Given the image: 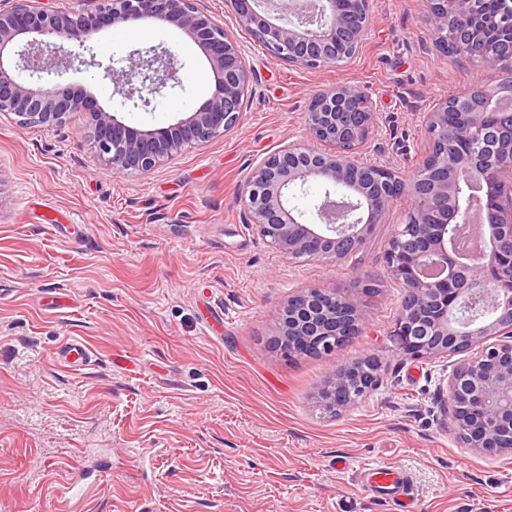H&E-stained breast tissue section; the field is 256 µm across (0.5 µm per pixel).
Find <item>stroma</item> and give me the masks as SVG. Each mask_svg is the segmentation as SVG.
Returning <instances> with one entry per match:
<instances>
[{
    "mask_svg": "<svg viewBox=\"0 0 512 512\" xmlns=\"http://www.w3.org/2000/svg\"><path fill=\"white\" fill-rule=\"evenodd\" d=\"M235 32L254 73L238 124L143 174L99 164L83 133L0 116V512H392L365 468L408 473L417 512H512V459L461 448L439 388L456 358L411 359L392 338L402 290L384 253L405 201L352 259L292 263L245 222L255 166L306 137L313 95L359 86L377 113L360 159L409 177L429 149L425 113L497 70L448 58L425 0H370L354 58L298 69L239 29L225 0H196ZM100 61L162 46L180 86L123 105L95 67L65 80L125 123L154 129L209 96L205 57L177 31L97 34ZM316 287L357 299L361 330L328 354L284 356L278 318ZM91 350L61 366L68 339ZM371 357L376 386L329 414L335 366ZM60 363L70 370H80L91 360L89 348L78 339L66 341L59 351Z\"/></svg>",
    "mask_w": 512,
    "mask_h": 512,
    "instance_id": "35a3bbf8",
    "label": "stroma"
}]
</instances>
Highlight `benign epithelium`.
Masks as SVG:
<instances>
[{
	"instance_id": "benign-epithelium-1",
	"label": "benign epithelium",
	"mask_w": 512,
	"mask_h": 512,
	"mask_svg": "<svg viewBox=\"0 0 512 512\" xmlns=\"http://www.w3.org/2000/svg\"><path fill=\"white\" fill-rule=\"evenodd\" d=\"M0 7V115L20 127H58L71 115L90 116L88 141L99 160L123 173H145L187 147L203 144L235 127L252 93V74L233 33L194 0H98L95 10H53L43 0H7ZM237 25L269 54L299 69H320L353 58L369 26V0H226ZM474 0H427L434 35L453 25L458 56L481 23ZM150 19L192 40L209 64L214 90L190 115L166 127L138 129L104 110L84 89L60 79L75 62L103 69L120 85L123 102L147 107L174 80L175 56L155 46L118 59L120 67L72 53L99 32ZM348 49L345 56L336 48ZM512 56V33L483 47V67L495 69ZM27 73L29 81L22 79ZM498 92L485 86L454 103L473 101L467 128L448 134V102L423 117L432 150L421 173L399 172L357 160L376 125L371 104L355 85L317 93L307 113L309 142H290L251 173L243 196L248 223L290 261L345 260L361 251L397 198L408 202L406 219L388 242L389 274L404 288L392 336L400 354L448 358L467 351L446 379L452 423L463 448L491 457L512 456V168L502 169L504 141L512 151V127L495 132L489 116L500 112ZM459 166L487 191V206L474 220L464 185L448 173ZM316 182L325 187L311 221L289 205L290 192ZM341 188L342 204H331ZM363 320L353 299L322 288H305L282 309L277 346L287 355L330 353L350 339ZM370 360L334 368L318 403L334 414L363 396L378 380Z\"/></svg>"
}]
</instances>
